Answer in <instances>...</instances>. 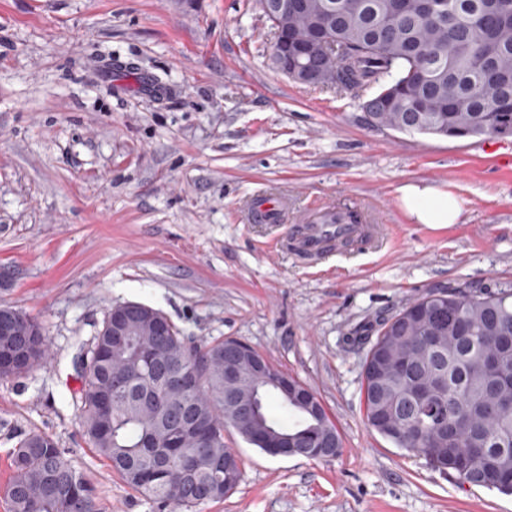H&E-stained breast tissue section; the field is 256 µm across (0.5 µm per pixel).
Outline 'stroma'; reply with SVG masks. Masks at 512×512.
Here are the masks:
<instances>
[{
	"mask_svg": "<svg viewBox=\"0 0 512 512\" xmlns=\"http://www.w3.org/2000/svg\"><path fill=\"white\" fill-rule=\"evenodd\" d=\"M258 0H0V305L37 318L46 360L0 378V512L14 448L40 431L94 484L100 512H157L82 436L78 356L107 307L162 311L198 342L249 344L308 385L336 424L330 460L272 456L235 431L233 494L195 512H512L369 429L354 328L426 289L512 288V136L369 126L353 93L273 69ZM461 202L418 224L399 189ZM295 210L379 212L390 234L314 267L252 224L263 190Z\"/></svg>",
	"mask_w": 512,
	"mask_h": 512,
	"instance_id": "35a3bbf8",
	"label": "stroma"
}]
</instances>
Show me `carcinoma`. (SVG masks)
I'll return each mask as SVG.
<instances>
[{
  "instance_id": "1",
  "label": "carcinoma",
  "mask_w": 512,
  "mask_h": 512,
  "mask_svg": "<svg viewBox=\"0 0 512 512\" xmlns=\"http://www.w3.org/2000/svg\"><path fill=\"white\" fill-rule=\"evenodd\" d=\"M275 38L324 41L318 65L333 86L358 91L379 86L363 104L374 127L448 138L512 136V0H265ZM23 343L33 361L3 377L37 366L47 341L40 322L19 312ZM124 345L112 347L103 326L91 347L100 352L98 374L80 390L81 428L95 451L129 489L165 509L193 512L227 496L239 484V458L224 444L234 429L263 448L248 423L249 404L224 383V343L195 344L172 324L154 336L133 323ZM512 336V291L504 288H431L391 316L362 330L360 384L365 424L395 447L417 454L457 481L512 495V349L491 371L485 359L499 350L494 338ZM196 371L193 387L152 377ZM428 385L435 404L413 388ZM106 391L110 404L101 405ZM279 405L274 414L269 403ZM259 426L298 445L321 433L342 447L327 413L316 417L273 386L256 398ZM188 415L209 428L203 452L179 426ZM11 512H96L95 487L42 432L25 435L11 459Z\"/></svg>"
}]
</instances>
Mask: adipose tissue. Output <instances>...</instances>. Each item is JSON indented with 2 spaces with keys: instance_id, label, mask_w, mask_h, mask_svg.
<instances>
[{
  "instance_id": "1",
  "label": "adipose tissue",
  "mask_w": 512,
  "mask_h": 512,
  "mask_svg": "<svg viewBox=\"0 0 512 512\" xmlns=\"http://www.w3.org/2000/svg\"><path fill=\"white\" fill-rule=\"evenodd\" d=\"M399 192L404 210L415 223L455 224L462 215L460 200L435 186L410 183L400 187Z\"/></svg>"
}]
</instances>
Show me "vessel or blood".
<instances>
[{"label": "vessel or blood", "mask_w": 512, "mask_h": 512, "mask_svg": "<svg viewBox=\"0 0 512 512\" xmlns=\"http://www.w3.org/2000/svg\"><path fill=\"white\" fill-rule=\"evenodd\" d=\"M250 214L261 224L282 223L288 214V201L268 193L259 195L251 203ZM382 233V226L368 223L364 211L352 215L331 206L314 207L294 225L287 245L303 259L317 262L333 255L345 240L360 249L371 248Z\"/></svg>", "instance_id": "b4317fda"}]
</instances>
